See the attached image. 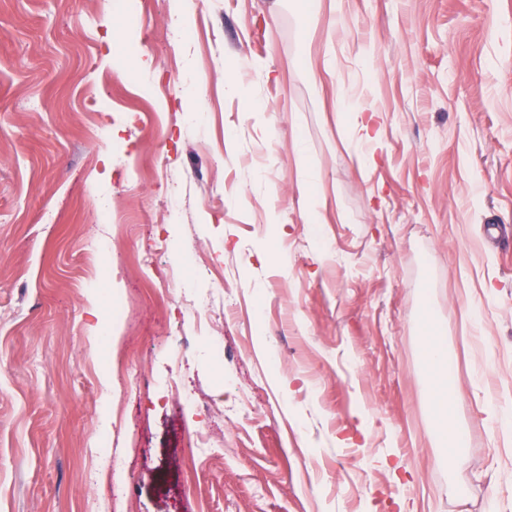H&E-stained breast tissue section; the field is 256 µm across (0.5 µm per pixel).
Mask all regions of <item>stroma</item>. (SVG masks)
I'll return each mask as SVG.
<instances>
[{
    "mask_svg": "<svg viewBox=\"0 0 512 512\" xmlns=\"http://www.w3.org/2000/svg\"><path fill=\"white\" fill-rule=\"evenodd\" d=\"M486 397L512 408V0H0V512H512ZM421 342L425 355V366L430 378L429 398L433 412V429L445 443V458L448 465L456 460L459 451L456 435L455 407L451 401L453 395L448 385V351L443 346L440 328L432 312L423 317ZM448 443V446H447Z\"/></svg>",
    "mask_w": 512,
    "mask_h": 512,
    "instance_id": "1",
    "label": "stroma"
}]
</instances>
